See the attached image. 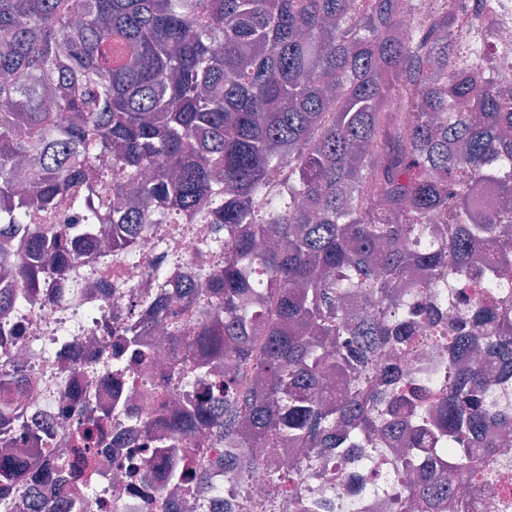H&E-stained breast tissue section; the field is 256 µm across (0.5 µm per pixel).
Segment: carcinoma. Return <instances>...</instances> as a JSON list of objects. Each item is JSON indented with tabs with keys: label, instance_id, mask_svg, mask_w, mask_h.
I'll return each instance as SVG.
<instances>
[{
	"label": "carcinoma",
	"instance_id": "cac0c4a2",
	"mask_svg": "<svg viewBox=\"0 0 512 512\" xmlns=\"http://www.w3.org/2000/svg\"><path fill=\"white\" fill-rule=\"evenodd\" d=\"M0 32V251L24 247L0 308L63 279L102 236L127 252L161 217L213 224L224 271L172 339L208 387L177 432L206 424L231 448L276 432L339 456L362 432L427 439L448 467L413 496L466 512L459 481L479 477L474 449L491 424L511 431L512 411L490 403L481 363L451 360L448 391L412 430L399 408L414 399L394 389L407 375L379 354L410 352L428 323L449 354L512 372V299L484 296L449 322L428 301L394 306L406 288L475 287L480 250L488 287L512 276V208L478 220L470 203L484 183L512 196V100L474 65L477 25L450 0H0ZM109 177L80 223L32 222ZM182 281L137 321L108 313L127 358L154 355L140 343L154 317L194 306ZM18 385L0 371V411ZM85 415L75 454L92 466L106 415ZM224 460L240 482L257 457ZM25 473L0 462L3 485Z\"/></svg>",
	"mask_w": 512,
	"mask_h": 512
}]
</instances>
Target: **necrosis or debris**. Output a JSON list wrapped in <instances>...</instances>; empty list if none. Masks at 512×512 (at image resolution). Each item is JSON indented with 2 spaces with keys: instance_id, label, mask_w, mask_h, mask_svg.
Returning a JSON list of instances; mask_svg holds the SVG:
<instances>
[{
  "instance_id": "1",
  "label": "necrosis or debris",
  "mask_w": 512,
  "mask_h": 512,
  "mask_svg": "<svg viewBox=\"0 0 512 512\" xmlns=\"http://www.w3.org/2000/svg\"><path fill=\"white\" fill-rule=\"evenodd\" d=\"M500 2L479 55L488 68L500 50L512 49V0ZM223 266L224 248L213 244L211 225L164 220L147 225L127 253L107 247L81 253L69 266L66 287L43 289L37 300L13 307L11 321L19 333L0 336V364L27 379L13 411L19 419L14 434L37 435L41 445L9 452L30 462L37 478L0 488V512H42L47 504L68 512L73 501L81 512H393V504L411 494L413 481L429 476L431 449H417L412 462H405L399 438L342 458L328 448L286 451L274 434L260 450L261 464L250 468L242 484L224 471L220 438L190 449L186 437H179L185 453L160 455L153 469H144L135 451L144 439L141 420L153 419L156 430L166 431L161 408L195 399L205 387L192 375L190 362H182L183 376L166 372L174 358L173 337L187 335L192 323L162 324L148 339L156 364L133 368L121 381L103 315L132 303L150 310L157 290L172 287L173 275L186 267L195 273L198 306H206L208 281ZM414 338L416 345L401 356L399 369L445 393L447 340L430 335L424 325ZM92 404L112 407L96 454L97 476L85 483L79 468L69 482H60L52 463L70 455ZM288 453L291 476L282 488L270 473ZM181 462L206 475V484L190 483L177 494L168 490V472ZM477 468L484 477L467 490L472 512H512V436L505 445L480 449Z\"/></svg>"
}]
</instances>
